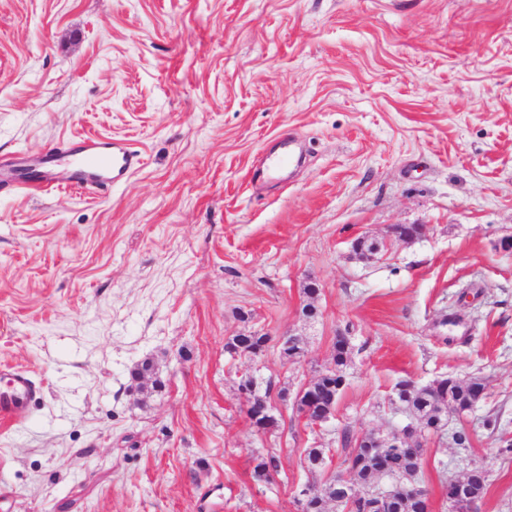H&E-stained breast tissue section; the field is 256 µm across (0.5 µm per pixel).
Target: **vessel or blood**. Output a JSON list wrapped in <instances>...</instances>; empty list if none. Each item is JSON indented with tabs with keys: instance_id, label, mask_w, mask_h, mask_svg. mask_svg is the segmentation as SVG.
Wrapping results in <instances>:
<instances>
[{
	"instance_id": "b4317fda",
	"label": "vessel or blood",
	"mask_w": 512,
	"mask_h": 512,
	"mask_svg": "<svg viewBox=\"0 0 512 512\" xmlns=\"http://www.w3.org/2000/svg\"><path fill=\"white\" fill-rule=\"evenodd\" d=\"M48 162L63 161L65 177L49 172L37 182L16 184L15 190L29 194L61 185L84 189L112 187L133 174L142 162L141 154L121 140L87 136L68 142L66 148H51ZM41 383L27 369H0V421L17 424L25 420L28 407L37 401Z\"/></svg>"
}]
</instances>
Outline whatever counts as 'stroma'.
I'll return each mask as SVG.
<instances>
[{"mask_svg":"<svg viewBox=\"0 0 512 512\" xmlns=\"http://www.w3.org/2000/svg\"><path fill=\"white\" fill-rule=\"evenodd\" d=\"M83 134L143 167L90 194L0 189V365L43 386L0 424V512H297L343 434L411 423L399 381L450 375L486 390L426 437L418 483L451 512L477 464L475 512H512V0H0V168ZM360 237L382 252L358 259ZM254 331L262 356L225 351ZM340 334L346 387L314 428L295 396ZM249 371L286 392L274 430L246 418ZM486 477V470L475 466L462 478H449L448 480V502L452 505L458 497H464L469 488V481Z\"/></svg>","mask_w":512,"mask_h":512,"instance_id":"stroma-1","label":"stroma"}]
</instances>
